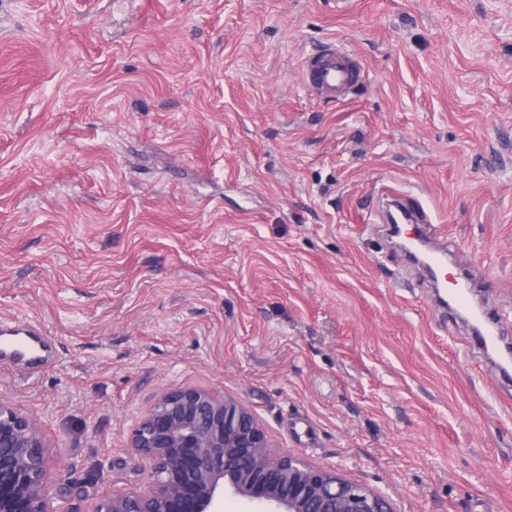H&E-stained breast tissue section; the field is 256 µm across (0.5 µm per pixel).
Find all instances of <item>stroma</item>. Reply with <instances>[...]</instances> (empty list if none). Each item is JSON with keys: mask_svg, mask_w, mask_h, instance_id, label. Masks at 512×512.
<instances>
[{"mask_svg": "<svg viewBox=\"0 0 512 512\" xmlns=\"http://www.w3.org/2000/svg\"><path fill=\"white\" fill-rule=\"evenodd\" d=\"M339 38L369 77L309 95ZM389 188L512 327V0H0V400L55 512L145 486L163 387L236 397L274 452L393 512H512V377L372 227Z\"/></svg>", "mask_w": 512, "mask_h": 512, "instance_id": "obj_1", "label": "stroma"}]
</instances>
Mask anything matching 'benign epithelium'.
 Wrapping results in <instances>:
<instances>
[{
	"label": "benign epithelium",
	"mask_w": 512,
	"mask_h": 512,
	"mask_svg": "<svg viewBox=\"0 0 512 512\" xmlns=\"http://www.w3.org/2000/svg\"><path fill=\"white\" fill-rule=\"evenodd\" d=\"M129 448L149 467L150 482L112 495L98 512H220L226 492L256 512H392L383 496L334 466L275 454L246 406L203 387L160 390ZM49 472L37 417L0 401V512H55Z\"/></svg>",
	"instance_id": "benign-epithelium-1"
}]
</instances>
